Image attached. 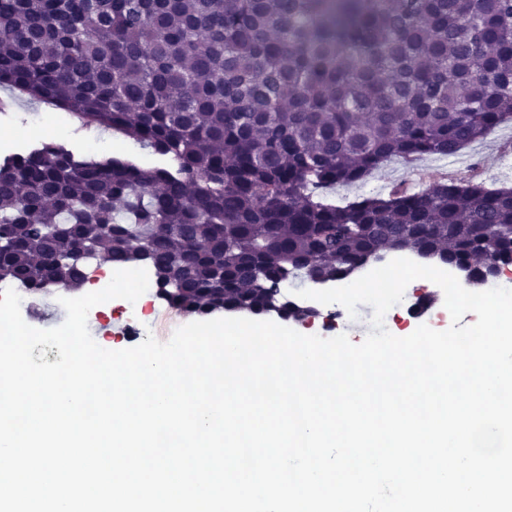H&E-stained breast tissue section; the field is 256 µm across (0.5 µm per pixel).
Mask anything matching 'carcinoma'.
<instances>
[{"instance_id": "cac0c4a2", "label": "carcinoma", "mask_w": 512, "mask_h": 512, "mask_svg": "<svg viewBox=\"0 0 512 512\" xmlns=\"http://www.w3.org/2000/svg\"><path fill=\"white\" fill-rule=\"evenodd\" d=\"M0 0V88L169 163L65 147L0 159V282L149 267L178 310L261 313L307 270L410 252L512 266V186L336 204L387 162L512 123V0Z\"/></svg>"}]
</instances>
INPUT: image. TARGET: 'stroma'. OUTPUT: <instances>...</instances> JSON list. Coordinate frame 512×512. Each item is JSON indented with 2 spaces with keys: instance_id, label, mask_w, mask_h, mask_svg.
Segmentation results:
<instances>
[{
  "instance_id": "1",
  "label": "stroma",
  "mask_w": 512,
  "mask_h": 512,
  "mask_svg": "<svg viewBox=\"0 0 512 512\" xmlns=\"http://www.w3.org/2000/svg\"><path fill=\"white\" fill-rule=\"evenodd\" d=\"M26 119L48 123L71 150L80 145H91L94 146L97 157L108 158L114 154L113 142L119 140L123 143V156L138 159L146 165L155 161L154 156L142 150L130 138L120 139L112 131L82 125L67 112L48 108L25 97H17L8 89L0 88V136L8 138L16 135L22 128L23 120ZM508 152L512 153V126H502L480 140L477 153L471 154L463 149L455 157L440 160L422 158L418 160L415 171L411 174L400 164L392 162L380 170L379 185L366 183L360 186L340 187L336 193L340 200L346 201L360 194L371 193L374 188L386 189L396 184L421 190L445 179H474L490 185L500 179V167L505 153ZM88 328L93 339H109L116 350L133 347L141 342L140 337L129 335L127 315L118 308L102 309L91 319Z\"/></svg>"
}]
</instances>
